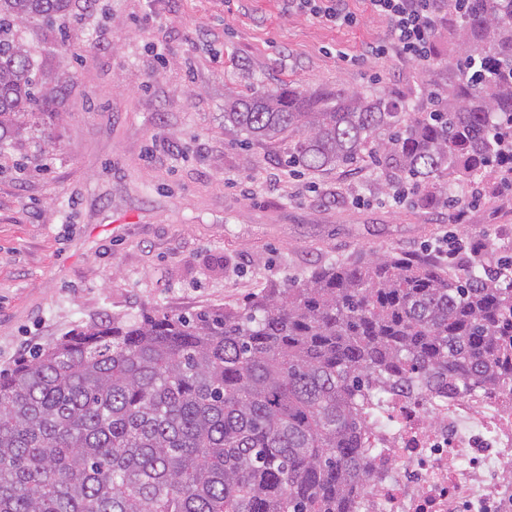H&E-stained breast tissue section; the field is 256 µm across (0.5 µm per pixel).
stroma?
<instances>
[{
  "label": "stroma",
  "instance_id": "35a3bbf8",
  "mask_svg": "<svg viewBox=\"0 0 512 512\" xmlns=\"http://www.w3.org/2000/svg\"><path fill=\"white\" fill-rule=\"evenodd\" d=\"M336 27L283 0H76L23 28L55 115L27 119L0 153V370L76 326L145 309L242 301L351 255H433L465 236L512 255V192L486 179L457 220L431 189L401 202L371 161L285 166L288 143L224 126L225 90H362L427 111L454 80L449 17L427 68L382 41L366 0ZM68 40H61V33Z\"/></svg>",
  "mask_w": 512,
  "mask_h": 512
}]
</instances>
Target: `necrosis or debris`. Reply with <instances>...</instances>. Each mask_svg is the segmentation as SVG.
<instances>
[{"instance_id":"1","label":"necrosis or debris","mask_w":512,"mask_h":512,"mask_svg":"<svg viewBox=\"0 0 512 512\" xmlns=\"http://www.w3.org/2000/svg\"><path fill=\"white\" fill-rule=\"evenodd\" d=\"M360 512H512V391L389 390Z\"/></svg>"}]
</instances>
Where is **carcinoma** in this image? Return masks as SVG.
I'll use <instances>...</instances> for the list:
<instances>
[{
  "mask_svg": "<svg viewBox=\"0 0 512 512\" xmlns=\"http://www.w3.org/2000/svg\"><path fill=\"white\" fill-rule=\"evenodd\" d=\"M73 0H0V147L51 98L20 34ZM460 82L427 112L362 91L225 95L224 126L288 166L377 163L416 185L512 164V0H457ZM512 389V259L483 275L399 254L190 314L78 326L0 371V512H354L367 394Z\"/></svg>",
  "mask_w": 512,
  "mask_h": 512,
  "instance_id": "cac0c4a2",
  "label": "carcinoma"
}]
</instances>
